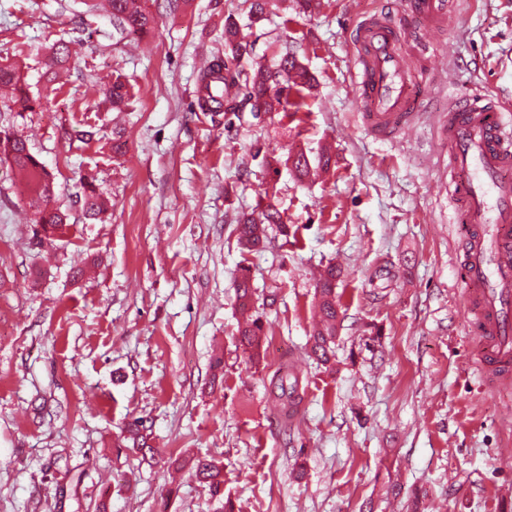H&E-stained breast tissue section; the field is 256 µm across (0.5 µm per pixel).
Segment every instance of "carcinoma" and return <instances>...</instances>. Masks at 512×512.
Wrapping results in <instances>:
<instances>
[{"instance_id":"carcinoma-1","label":"carcinoma","mask_w":512,"mask_h":512,"mask_svg":"<svg viewBox=\"0 0 512 512\" xmlns=\"http://www.w3.org/2000/svg\"><path fill=\"white\" fill-rule=\"evenodd\" d=\"M112 24L122 36L143 34L153 24V17L135 0H109ZM268 0H241L240 11L246 15L248 23L242 25L229 15L224 19V56L211 59L208 69L200 74L198 83V106L204 112L233 113L250 110L252 112H288L297 105L292 95H301L308 89L312 77L296 53L286 47L276 51L271 59L255 61L250 68L239 66L244 57L253 56V43L245 39L243 28L264 19ZM69 45L60 42L54 48L47 63L48 81L56 79L58 72L69 62ZM112 109L122 110L129 102V90L125 76L117 71L112 75V84L106 89ZM0 113L9 117L0 120V163L15 171L21 184L30 190V206L35 208L40 219L41 230L34 231L37 244L50 240L62 232L67 224L68 215L53 205L55 196L54 178L31 151L29 143L17 135L8 125L10 118L25 112H37L42 107V96L31 90V84L20 70L11 64H0ZM85 216L91 220L101 218L107 209L108 201L103 192L91 181L82 184L80 196ZM277 226L284 230L281 213L268 205L258 216L242 218L237 224V241L242 249H258L267 239L268 229ZM340 270L334 265L327 266L316 284L318 323L309 338L310 354L318 363L332 366L335 360L336 336L340 324L338 300L336 299V281ZM254 291L250 284L247 269H242L237 283V299L242 311V321L238 325L240 346L247 354L249 362L257 365L263 359L264 333L260 317L251 313ZM299 376L290 364L282 365L276 374L274 397L281 414L293 416L300 402ZM142 421L136 420L128 427L129 439L133 447L147 454L152 452L146 436L141 433ZM191 469L195 478L208 486L212 496L224 495V466L213 458H197L192 461Z\"/></svg>"}]
</instances>
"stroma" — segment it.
<instances>
[{
    "label": "stroma",
    "instance_id": "35a3bbf8",
    "mask_svg": "<svg viewBox=\"0 0 512 512\" xmlns=\"http://www.w3.org/2000/svg\"><path fill=\"white\" fill-rule=\"evenodd\" d=\"M410 2L314 0L303 14L273 0L250 30L255 54L289 44L315 88L298 111L236 116L200 111L196 91L239 0H142L154 27L127 38L81 0H0V62L33 89L56 43L72 54L62 92L16 123L55 177L65 236L36 245L0 166V512H222L226 499L234 512H512V385L488 387L472 364L465 226L437 190L449 101L478 89L512 108V0H453L438 38ZM381 14L403 23L413 70L436 74L388 138L351 90L353 26ZM116 69L135 93L120 112L105 96ZM64 126L94 138L64 140ZM325 147L333 169L298 179L290 155ZM87 177L109 200L100 222L83 215ZM259 204L288 230L247 252L236 222ZM329 264L342 270L331 371L305 349ZM242 267L267 336L255 368L236 338ZM284 362L302 396L287 421L271 385ZM136 419L151 458L126 439ZM179 454L220 460L223 498Z\"/></svg>",
    "mask_w": 512,
    "mask_h": 512
}]
</instances>
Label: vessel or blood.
<instances>
[{
    "label": "vessel or blood",
    "instance_id": "1",
    "mask_svg": "<svg viewBox=\"0 0 512 512\" xmlns=\"http://www.w3.org/2000/svg\"><path fill=\"white\" fill-rule=\"evenodd\" d=\"M414 12L432 28L451 19L448 0H415ZM401 29L389 17L360 22L355 30L358 72L353 91L363 104V121L388 135L411 116L415 79L401 51ZM448 144V170L456 178L448 193L462 211L466 236L462 276L474 286L468 312L485 351L479 370L497 384L512 383V119L480 92L460 98L441 124Z\"/></svg>",
    "mask_w": 512,
    "mask_h": 512
}]
</instances>
